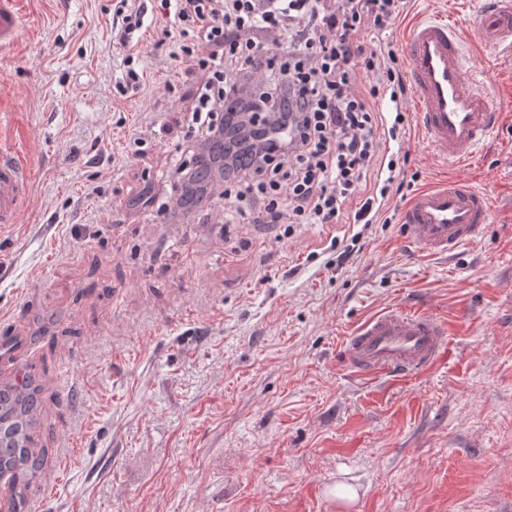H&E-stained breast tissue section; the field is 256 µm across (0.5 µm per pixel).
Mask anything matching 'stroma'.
Here are the masks:
<instances>
[{
    "label": "stroma",
    "instance_id": "stroma-1",
    "mask_svg": "<svg viewBox=\"0 0 512 512\" xmlns=\"http://www.w3.org/2000/svg\"><path fill=\"white\" fill-rule=\"evenodd\" d=\"M107 0H19L31 20L0 51L1 147L32 175L28 210L0 228V389L36 387L28 445L43 468L21 512H512V54L483 43V0H408L457 25L466 84L497 127L469 164L411 135L416 188H483L493 222L453 257L403 224L224 228L223 198L180 218L198 79L144 33L139 89L112 96L121 58ZM144 143L133 162L130 141ZM155 202L134 206L143 187ZM364 232L335 271L331 237ZM427 312L448 349L405 375L346 366L354 328Z\"/></svg>",
    "mask_w": 512,
    "mask_h": 512
}]
</instances>
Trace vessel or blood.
Listing matches in <instances>:
<instances>
[{"label": "vessel or blood", "mask_w": 512, "mask_h": 512, "mask_svg": "<svg viewBox=\"0 0 512 512\" xmlns=\"http://www.w3.org/2000/svg\"><path fill=\"white\" fill-rule=\"evenodd\" d=\"M22 15L16 0H0V48L15 43ZM482 36L512 48V0H489ZM465 37L440 19L413 24L403 43L418 128L435 154L452 163L474 157L491 136L495 114L480 85L465 86ZM30 199L22 163L0 156V223L10 224ZM493 219L485 192L450 179L419 191L402 222L407 237L425 253L450 255L472 241ZM444 325L427 313L392 310L375 315L348 337L345 363L368 375L406 374L446 351Z\"/></svg>", "instance_id": "obj_1"}]
</instances>
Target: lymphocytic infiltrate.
<instances>
[{
    "instance_id": "lymphocytic-infiltrate-1",
    "label": "lymphocytic infiltrate",
    "mask_w": 512,
    "mask_h": 512,
    "mask_svg": "<svg viewBox=\"0 0 512 512\" xmlns=\"http://www.w3.org/2000/svg\"><path fill=\"white\" fill-rule=\"evenodd\" d=\"M153 2L156 47L168 48L171 70L200 79L190 157L176 169L182 202L196 198L200 170L220 164L225 223H393L413 188L409 152L391 148L407 135L406 62L394 42L364 36L394 31L404 0ZM145 16L139 0H112L121 96L144 79L133 36ZM273 42L287 52L270 54Z\"/></svg>"
}]
</instances>
